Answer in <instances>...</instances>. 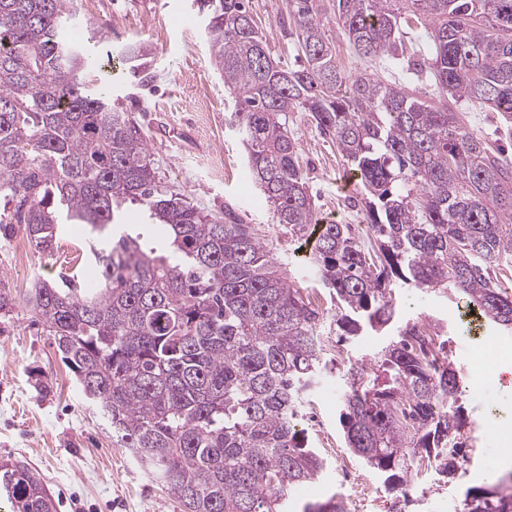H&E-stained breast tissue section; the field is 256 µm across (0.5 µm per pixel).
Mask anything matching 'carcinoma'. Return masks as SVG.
I'll return each mask as SVG.
<instances>
[{
    "label": "carcinoma",
    "mask_w": 512,
    "mask_h": 512,
    "mask_svg": "<svg viewBox=\"0 0 512 512\" xmlns=\"http://www.w3.org/2000/svg\"><path fill=\"white\" fill-rule=\"evenodd\" d=\"M210 56L236 98L229 125L273 218L304 234L308 263L336 298L343 336L395 322L397 284L446 286L512 330V294L495 272L512 257V166L466 125L460 101L512 119V0H334L338 32L359 56L405 81L347 74L317 16L288 0L297 67L270 55L247 0H195ZM74 0H0V238L21 232L49 255L65 223L83 224V269L25 296L112 442L163 483L183 512H287L288 492L325 458L297 428L322 368L325 311L277 273L263 238L231 211L212 215L157 180L131 113L112 103L85 46L62 38ZM424 28L428 53L402 38ZM425 79V99L406 82ZM292 112L332 137L360 186L370 241L319 224ZM159 230L113 233L128 203ZM16 297L0 279V319ZM418 324L367 366L347 369L339 421L351 452L387 487L423 467L451 476L466 426L461 376ZM13 512H57L25 463L0 462ZM303 512H348L341 496ZM462 512H512V490L469 488Z\"/></svg>",
    "instance_id": "cac0c4a2"
}]
</instances>
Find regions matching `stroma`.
Listing matches in <instances>:
<instances>
[{
    "label": "stroma",
    "mask_w": 512,
    "mask_h": 512,
    "mask_svg": "<svg viewBox=\"0 0 512 512\" xmlns=\"http://www.w3.org/2000/svg\"><path fill=\"white\" fill-rule=\"evenodd\" d=\"M288 0H252L254 19L265 34L275 61L290 66L297 50L284 32ZM72 37L97 54L99 72L113 102L131 112L148 146L163 186L180 193L205 211L231 210L252 225L270 248L288 283L316 287L307 262L308 237L275 223L273 210L248 175L243 146L228 127L234 98L224 76L212 64L205 22L193 0H75ZM319 19L336 58L347 72L379 70L378 62L357 55L336 30L333 0H320ZM141 45L151 81L132 83L128 64L111 62L116 47ZM470 129L504 144V160L512 164V129L496 112L463 105ZM185 127L191 142L172 141L163 126ZM290 127L298 139L299 160L321 223L364 226L360 194L345 181L349 166L330 139L320 134L309 113L294 112ZM85 234L66 226L51 255L30 252L20 264L10 244L0 243V277L18 299L12 317L0 320V461H21L44 481L57 512H181L171 493L158 485L126 449L117 447L96 409L82 397L74 374L63 365L51 339L36 324L22 297L36 278L53 280L76 261L75 246ZM325 319L319 329L328 350L342 349L347 364H367L388 342L373 333L338 340L336 304L322 293ZM395 301L400 322H416L437 331L445 353L460 372L459 398L467 420L459 441L464 456L452 477L421 473L409 493L384 485L380 475L346 447L339 424V403L348 389L345 366H327L306 395L298 426L327 461L316 479L292 489L288 512H302L308 502L332 494L351 498L353 482L367 494L358 512H391L394 501L408 496V512H459L471 487L496 485L512 469V456L501 450L511 439L512 333L471 314L464 299L445 289L399 288ZM495 348L493 370L479 371L482 347Z\"/></svg>",
    "instance_id": "stroma-1"
}]
</instances>
